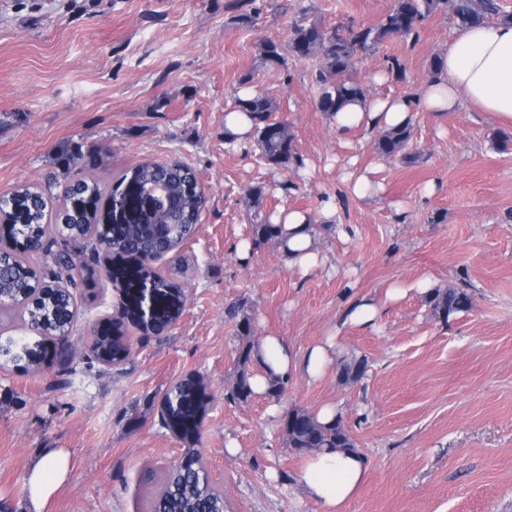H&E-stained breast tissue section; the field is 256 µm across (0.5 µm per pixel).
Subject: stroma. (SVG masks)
Returning a JSON list of instances; mask_svg holds the SVG:
<instances>
[{
  "label": "stroma",
  "instance_id": "35a3bbf8",
  "mask_svg": "<svg viewBox=\"0 0 512 512\" xmlns=\"http://www.w3.org/2000/svg\"><path fill=\"white\" fill-rule=\"evenodd\" d=\"M256 4L247 24L234 0H0V196L21 184L61 191L70 152L108 185L146 161H181L208 199L195 236L155 265L182 286L181 317L159 336L127 324L131 353L119 365L86 350L93 324L117 313L107 255L71 244L72 355L38 372L0 365V504L27 512L31 463L54 448L69 468L45 512H147L187 451L161 427L159 402L193 375L213 396L196 450L224 512H327L282 428L288 412L327 405L369 465L341 512H512V146L496 145L512 124L464 100L442 119L416 113L393 156L360 130L339 139L317 107L312 66H269L259 45L287 40L302 16L371 26L394 0ZM457 31L451 13L432 15L417 40L390 38L364 54L354 77L373 97L415 96ZM390 56L403 76L387 78ZM248 87L277 101L296 164L271 168L254 141L225 139V116ZM349 170L381 193L355 196ZM255 185L265 188L257 206L246 196ZM328 203L339 227L322 222ZM291 209L309 213L324 267H289L274 242L251 250V225ZM420 282L467 289L473 307L437 320L413 289ZM394 287L406 295L387 299ZM354 296L381 306L375 327L341 324ZM233 303L256 338L281 336L301 353L332 343L323 375L297 374L277 397L230 400L240 371ZM354 358L366 375L341 384L340 364Z\"/></svg>",
  "mask_w": 512,
  "mask_h": 512
}]
</instances>
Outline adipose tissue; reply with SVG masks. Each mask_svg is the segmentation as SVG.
<instances>
[{"mask_svg": "<svg viewBox=\"0 0 512 512\" xmlns=\"http://www.w3.org/2000/svg\"><path fill=\"white\" fill-rule=\"evenodd\" d=\"M440 73L421 86L416 97H374L348 104L333 118L336 135L346 138L361 129L373 132L412 122L415 112L441 115L456 111L466 99L492 118L512 122V23H492L461 30L440 55ZM288 232L283 253L292 266L310 269L322 262L307 227L305 212L288 211L280 216ZM331 361L330 345H317L300 353L278 336L262 341L258 354L260 370L252 379L254 392L264 393L269 378H290L304 373L318 378ZM68 466V458L55 449L31 466L30 512H43L47 499ZM368 472L362 453L328 448L310 455L303 468L310 496L329 512L352 500Z\"/></svg>", "mask_w": 512, "mask_h": 512, "instance_id": "adipose-tissue-1", "label": "adipose tissue"}]
</instances>
